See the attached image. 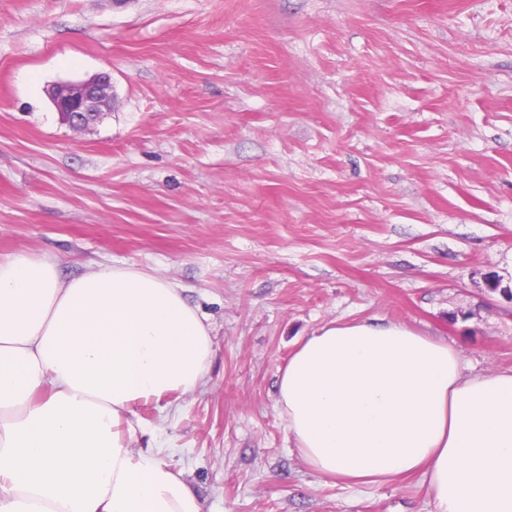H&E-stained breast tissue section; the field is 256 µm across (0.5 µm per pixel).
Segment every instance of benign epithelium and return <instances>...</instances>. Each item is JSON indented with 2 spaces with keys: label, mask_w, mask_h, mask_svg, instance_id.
<instances>
[{
  "label": "benign epithelium",
  "mask_w": 512,
  "mask_h": 512,
  "mask_svg": "<svg viewBox=\"0 0 512 512\" xmlns=\"http://www.w3.org/2000/svg\"><path fill=\"white\" fill-rule=\"evenodd\" d=\"M48 94L62 120L77 132L89 129L112 107V83L107 73L78 83L54 84Z\"/></svg>",
  "instance_id": "1"
}]
</instances>
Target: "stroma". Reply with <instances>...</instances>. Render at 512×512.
Segmentation results:
<instances>
[{"mask_svg":"<svg viewBox=\"0 0 512 512\" xmlns=\"http://www.w3.org/2000/svg\"><path fill=\"white\" fill-rule=\"evenodd\" d=\"M112 77L77 134L48 90ZM159 274L211 327L194 395L136 407L204 512H431L314 475L278 374L325 324L512 369V0H0V258ZM467 319H459L457 311Z\"/></svg>","mask_w":512,"mask_h":512,"instance_id":"stroma-1","label":"stroma"}]
</instances>
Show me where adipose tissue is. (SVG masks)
I'll return each instance as SVG.
<instances>
[{"instance_id":"adipose-tissue-1","label":"adipose tissue","mask_w":512,"mask_h":512,"mask_svg":"<svg viewBox=\"0 0 512 512\" xmlns=\"http://www.w3.org/2000/svg\"><path fill=\"white\" fill-rule=\"evenodd\" d=\"M58 265L0 258V512H201L163 447L131 442L136 405L203 385L208 326L157 274ZM277 407L317 476L419 475L434 512H512V371L466 375L445 340L331 322L281 369Z\"/></svg>"}]
</instances>
